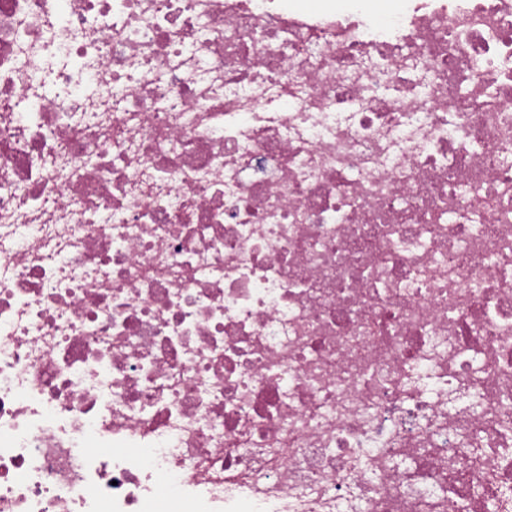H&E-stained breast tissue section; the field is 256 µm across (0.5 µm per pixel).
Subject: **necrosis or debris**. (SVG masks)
Returning <instances> with one entry per match:
<instances>
[{
    "label": "necrosis or debris",
    "mask_w": 512,
    "mask_h": 512,
    "mask_svg": "<svg viewBox=\"0 0 512 512\" xmlns=\"http://www.w3.org/2000/svg\"><path fill=\"white\" fill-rule=\"evenodd\" d=\"M512 512V0H0V512Z\"/></svg>",
    "instance_id": "necrosis-or-debris-1"
}]
</instances>
